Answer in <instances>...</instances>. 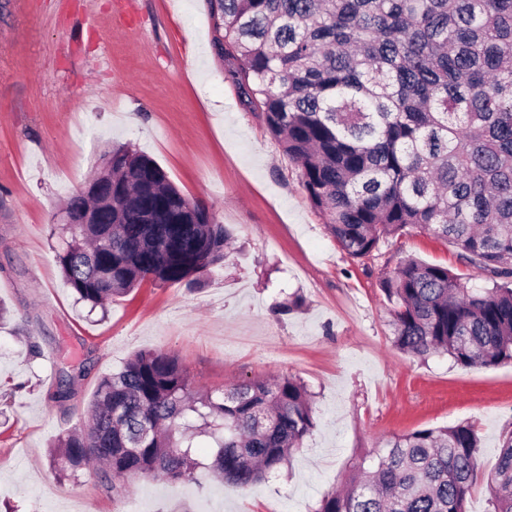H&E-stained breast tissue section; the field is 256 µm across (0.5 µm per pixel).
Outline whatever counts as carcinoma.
Here are the masks:
<instances>
[{"label": "carcinoma", "mask_w": 512, "mask_h": 512, "mask_svg": "<svg viewBox=\"0 0 512 512\" xmlns=\"http://www.w3.org/2000/svg\"><path fill=\"white\" fill-rule=\"evenodd\" d=\"M215 46L236 60L246 104L300 170L301 185L352 258L410 230L455 245L491 287L408 257L383 282L394 345L465 368L512 362V0H211ZM100 224H59L56 257L76 302L101 309L142 282L193 285L224 263L230 232L151 157L112 148V205L72 194ZM316 425L290 377L202 392L178 358L143 351L100 379L87 418L50 449L76 480L248 488L289 464ZM216 444L193 458L195 439ZM480 470L469 423L395 434L349 466L315 512H465ZM512 512V435L486 484Z\"/></svg>", "instance_id": "cac0c4a2"}]
</instances>
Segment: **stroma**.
<instances>
[{
	"label": "stroma",
	"instance_id": "stroma-1",
	"mask_svg": "<svg viewBox=\"0 0 512 512\" xmlns=\"http://www.w3.org/2000/svg\"><path fill=\"white\" fill-rule=\"evenodd\" d=\"M210 0H0V503L18 512H315L355 458L391 434L472 423L481 470L512 434V363L464 368L393 344L381 283L416 257L474 289L488 282L452 243L411 231L351 258L312 207L295 163L243 100L238 63L214 46ZM118 144L155 159L233 234L201 284H143L106 316L76 303L48 230ZM38 342L41 355L29 354ZM174 352L201 386L289 376L317 425L288 468L250 490L137 481L120 506L96 473L50 467L101 377L144 350ZM83 367L56 397L60 368Z\"/></svg>",
	"mask_w": 512,
	"mask_h": 512
}]
</instances>
